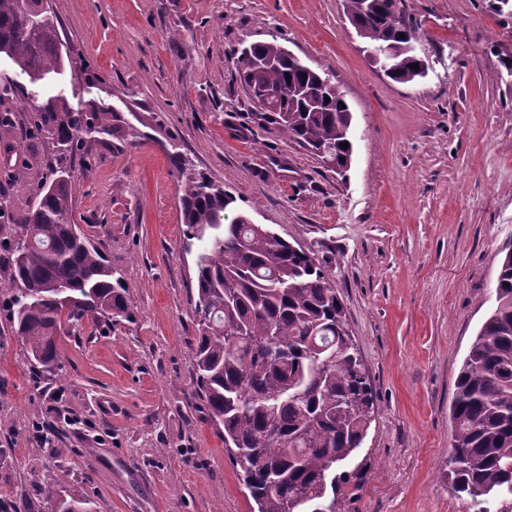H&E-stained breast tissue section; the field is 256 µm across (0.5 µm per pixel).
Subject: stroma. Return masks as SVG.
Masks as SVG:
<instances>
[{"label":"stroma","mask_w":512,"mask_h":512,"mask_svg":"<svg viewBox=\"0 0 512 512\" xmlns=\"http://www.w3.org/2000/svg\"><path fill=\"white\" fill-rule=\"evenodd\" d=\"M428 73L398 83L362 52L344 0H48L61 48L88 58L30 81L39 99L107 107L86 144L78 224L123 277L131 322L60 336L33 363L0 314V512H255L192 398L196 245L179 152L238 210L316 260L336 287L374 395L351 512H470L446 473L455 380L512 246V0H403ZM278 38L325 69L353 115L344 173L260 119L235 61ZM138 133L128 145L122 133ZM55 512H93L90 502L77 493L63 491L56 499Z\"/></svg>","instance_id":"obj_1"}]
</instances>
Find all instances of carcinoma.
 Segmentation results:
<instances>
[{
  "label": "carcinoma",
  "instance_id": "obj_1",
  "mask_svg": "<svg viewBox=\"0 0 512 512\" xmlns=\"http://www.w3.org/2000/svg\"><path fill=\"white\" fill-rule=\"evenodd\" d=\"M348 17L362 25L371 48L395 52L390 78L411 83L420 64L411 47L419 28L397 0H345ZM0 54L31 80L61 71L69 55L58 46L50 17L26 21L20 0H0ZM256 62L236 61L242 85L270 92L261 119L279 136L325 151L334 166L350 165L352 112L331 82L312 106L302 92L330 75L284 56L277 38L254 45ZM14 82L0 86V134L13 132L18 109ZM28 140H51L68 153L44 160V172L15 165L0 188V238L8 252L0 272L14 293L0 301L12 330L37 367L59 368L57 340L83 319L130 321L134 311L122 276L112 269L74 216L80 183L67 159L88 155L86 134L110 135L111 112L75 110L63 96L31 105ZM181 174V209L187 237L202 243L196 258L197 329L194 393L219 427L224 448L257 512H304L325 502L349 512L345 485L355 474L336 469L366 438L373 396L347 330L342 302L313 257L244 213L236 199L207 176ZM28 193L18 212L10 192ZM452 451L448 478L473 512H512V247L503 250L495 305L472 342L455 380L450 405ZM55 512H93L90 502L63 491Z\"/></svg>",
  "mask_w": 512,
  "mask_h": 512
}]
</instances>
